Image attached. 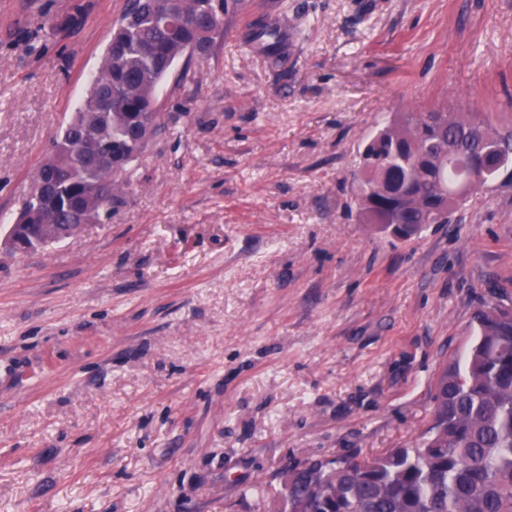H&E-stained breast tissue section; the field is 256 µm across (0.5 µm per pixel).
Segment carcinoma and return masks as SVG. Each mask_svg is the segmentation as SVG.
<instances>
[{
	"label": "carcinoma",
	"instance_id": "cac0c4a2",
	"mask_svg": "<svg viewBox=\"0 0 512 512\" xmlns=\"http://www.w3.org/2000/svg\"><path fill=\"white\" fill-rule=\"evenodd\" d=\"M243 0H128V26L112 35L75 120L54 143V159L33 181L47 196L30 216L50 243L64 224H96L112 212L122 184L101 180L100 162L76 152L88 140L112 151L115 174L161 128L157 91L196 44L206 54L224 16ZM481 164L484 183L512 175V127L481 113L413 112L364 146L355 181L360 219L401 224L405 237L448 224L465 205L458 187ZM473 339L435 378L431 421L414 446L359 460L306 459L287 467L261 512H512V306L492 303L471 321Z\"/></svg>",
	"mask_w": 512,
	"mask_h": 512
}]
</instances>
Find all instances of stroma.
I'll return each mask as SVG.
<instances>
[{
    "mask_svg": "<svg viewBox=\"0 0 512 512\" xmlns=\"http://www.w3.org/2000/svg\"><path fill=\"white\" fill-rule=\"evenodd\" d=\"M126 5L0 0V512H256L296 462L414 444L512 301V183L400 240L352 177L405 114L512 121V0H244L160 84L111 219L16 253Z\"/></svg>",
    "mask_w": 512,
    "mask_h": 512,
    "instance_id": "35a3bbf8",
    "label": "stroma"
}]
</instances>
